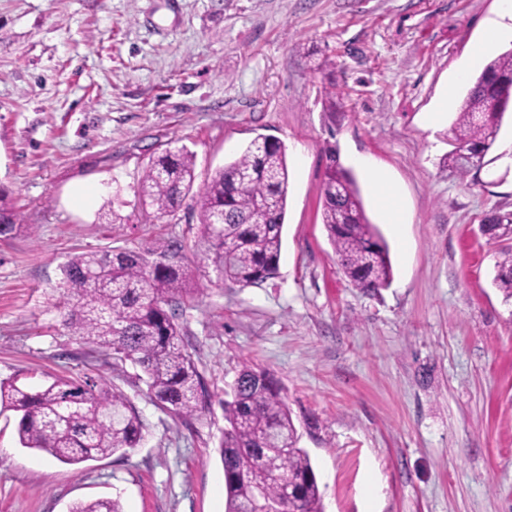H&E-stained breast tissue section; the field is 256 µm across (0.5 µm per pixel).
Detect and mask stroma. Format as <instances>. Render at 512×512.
I'll return each mask as SVG.
<instances>
[{
    "mask_svg": "<svg viewBox=\"0 0 512 512\" xmlns=\"http://www.w3.org/2000/svg\"><path fill=\"white\" fill-rule=\"evenodd\" d=\"M499 13V0H0V192L36 227L0 239V381H104L143 423L139 448L74 467L21 447L17 413L0 412V512L99 497L225 512L222 407L172 417L139 368L62 324L69 255L167 243L206 287L180 323L210 392L246 365L274 376L323 512H512V305L494 285L502 244L478 230L512 213V119L480 173L447 162L479 74L463 64ZM259 136L287 152L279 273L219 284L193 198L159 219L138 183L184 146L204 184ZM333 153L389 247L375 292L348 281L322 223ZM372 168L397 189L401 227ZM80 184L97 194L77 206ZM375 197L386 213L390 224H403L397 191L394 186L377 170H369Z\"/></svg>",
    "mask_w": 512,
    "mask_h": 512,
    "instance_id": "obj_1",
    "label": "stroma"
}]
</instances>
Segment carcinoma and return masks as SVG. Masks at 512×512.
<instances>
[{
	"mask_svg": "<svg viewBox=\"0 0 512 512\" xmlns=\"http://www.w3.org/2000/svg\"><path fill=\"white\" fill-rule=\"evenodd\" d=\"M512 110V50L493 59L479 75L454 123L448 169L465 178L474 172L465 156L490 164L504 116ZM322 188V220L345 277L356 287L387 286L392 266L386 243L366 215L351 171L331 153ZM196 180L195 155L168 150L144 170L141 205L157 218L173 215ZM288 197L285 146L266 137L250 142L238 158L215 171L198 193L200 233L207 260L223 279L243 287L278 273ZM36 229L22 224L0 200V236ZM493 240L512 239V214H492L480 225ZM63 285L71 304L63 325L71 335L112 358L140 368L158 405L180 420L212 405L203 376L188 352L177 303L194 294L179 249L161 245L148 252L90 250L68 258ZM494 284L512 303V246L500 251ZM227 428L220 439L226 512L257 497L269 512H322L321 495L308 453L276 379L243 368L220 401ZM0 407L20 413L22 447L61 463L126 453L139 447L143 424L120 391L88 381L56 378L37 390L0 382ZM69 512H122L109 498L74 503Z\"/></svg>",
	"mask_w": 512,
	"mask_h": 512,
	"instance_id": "carcinoma-1",
	"label": "carcinoma"
}]
</instances>
